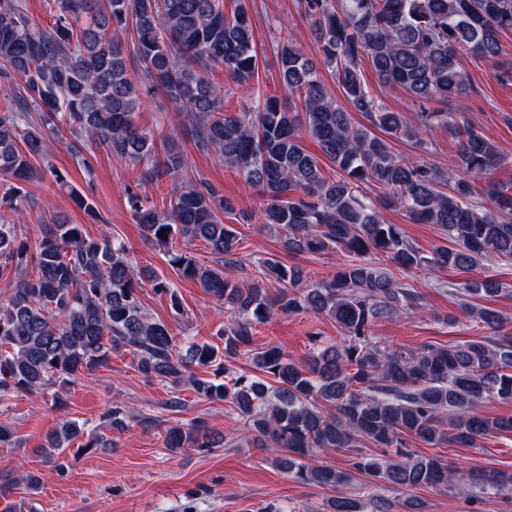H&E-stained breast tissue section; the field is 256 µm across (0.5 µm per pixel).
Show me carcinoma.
I'll list each match as a JSON object with an SVG mask.
<instances>
[{
	"label": "carcinoma",
	"instance_id": "obj_1",
	"mask_svg": "<svg viewBox=\"0 0 512 512\" xmlns=\"http://www.w3.org/2000/svg\"><path fill=\"white\" fill-rule=\"evenodd\" d=\"M53 27H34L21 0H0V96L11 102L0 112V188L11 215L0 213V401L55 385L71 384L111 361L132 356L146 378L187 382L209 402H223L245 420L249 443L282 451L276 465L303 483L336 489L346 472L308 463L315 453L360 448L396 449L395 458L360 457L354 463L382 485L448 490L463 478L447 461L407 450L415 436L436 448H477L483 439L512 433V415L477 412L494 398L512 403V334L501 333L494 309L468 302L469 316L491 332L481 341L394 348L374 336L376 322L416 308L419 296L381 264L409 271L451 267L468 272L493 257L512 258V182L489 178L501 161L496 145L469 124L454 123L448 102L468 85L461 57L496 61L505 54L500 36L512 30V0H300L320 46L319 61L288 38L276 57L290 100L268 96L238 113L224 111V95L205 73L224 68L243 90L258 70L252 21L245 0H52ZM117 32L131 35L141 75L126 65ZM367 59L387 86L418 105V124L428 132L448 129L457 139L456 167L397 154L388 139L413 137V117L389 110L365 85ZM322 63L343 94L339 104L320 75ZM145 79L180 112L197 148L213 153L265 198V225L284 232L293 254L342 253L349 260L333 278L304 283L302 270L275 256L260 260V277L241 283L224 275L239 262V238L224 223L228 206L211 184L188 173L183 156L169 151L165 173L176 184L169 210L157 214L142 198L159 176L156 137L134 122ZM368 125H357L352 113ZM103 148L140 169L138 192L128 203L146 241L167 250L180 278L196 282L224 304L231 319L217 333L220 343L177 344L166 323L143 310L141 284L169 297L174 315L184 314L171 281L136 270L126 246L92 239L61 217L41 225L31 250L21 231L28 202L23 185L45 169L33 160L61 143ZM312 140L336 165L337 179L324 177ZM402 207L417 224H435L452 243L426 254L411 243L383 210ZM164 236H159V233ZM203 241L213 264L169 247L174 238ZM279 288L271 295L265 283ZM499 292L491 279L465 281L455 293L470 299ZM308 312L334 319L343 343L310 336L313 352L296 361L278 346L254 348L255 325L279 313ZM248 355L256 374L230 376L229 363ZM117 432L136 421L145 428L162 421L116 402L108 412ZM110 448L111 440L66 422L37 453L59 470L69 447ZM165 447L207 451L224 447V435L204 421L165 427ZM492 495L512 494V473L471 476ZM35 472L0 470V512L22 486L34 491ZM355 495L327 501L326 512H365Z\"/></svg>",
	"mask_w": 512,
	"mask_h": 512
}]
</instances>
